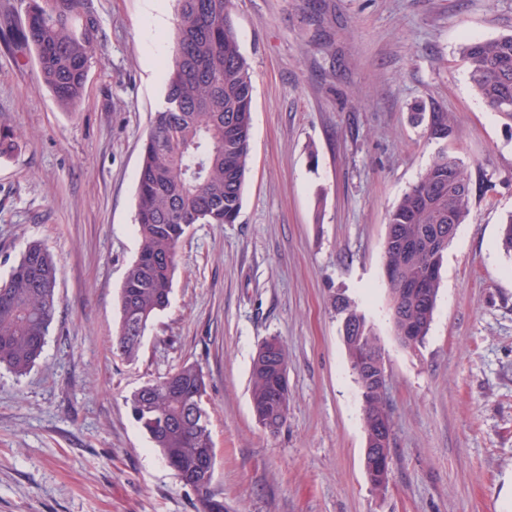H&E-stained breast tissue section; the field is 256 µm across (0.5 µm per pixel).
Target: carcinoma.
<instances>
[{
  "label": "carcinoma",
  "instance_id": "cac0c4a2",
  "mask_svg": "<svg viewBox=\"0 0 512 512\" xmlns=\"http://www.w3.org/2000/svg\"><path fill=\"white\" fill-rule=\"evenodd\" d=\"M174 61L164 105L155 113L138 176L136 258L121 288L119 327L112 352L132 359L146 330L170 301L176 250L189 224L237 221L250 161L253 85L230 21V0H177ZM100 19L92 0H28L22 41L33 47L39 82L59 106L74 111L100 45ZM478 97L512 119V36L467 40L460 47ZM427 139L454 137L452 117L432 112ZM18 149L15 134L0 129V157ZM470 178L463 162L444 151L399 199L388 217L384 274L394 335L407 348L422 346L433 321L444 253L470 213ZM57 269L39 241L30 242L0 283V365L17 377L40 358L58 297ZM350 368L363 396L366 441L378 449L364 467L376 492L390 473L392 427L383 392L377 389L380 353L366 316L340 294ZM205 376L195 364L133 392L132 417L154 449L199 495L204 512H224L212 490L203 455L214 449L203 405ZM287 353L276 337L258 348L251 366V403L258 423L276 432L287 421Z\"/></svg>",
  "mask_w": 512,
  "mask_h": 512
}]
</instances>
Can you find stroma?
I'll list each match as a JSON object with an SVG mask.
<instances>
[{"label": "stroma", "mask_w": 512, "mask_h": 512, "mask_svg": "<svg viewBox=\"0 0 512 512\" xmlns=\"http://www.w3.org/2000/svg\"><path fill=\"white\" fill-rule=\"evenodd\" d=\"M93 2L101 48L69 112L11 35L28 0H0V126L19 142L0 158V280L38 240L59 298L35 367L20 378L0 368V512H202L126 405L185 363L205 374L224 512H512V257L499 242L512 121L476 95L459 55L464 41L512 34V0H231L253 84L241 211L187 227L170 304L131 360L113 355L112 336L177 3ZM419 104L448 113L455 140H428ZM443 150L468 170L470 214L443 258L427 340L409 349L384 284L388 214ZM339 293L385 354L393 441L381 493L364 472ZM272 336L288 351L290 391L274 433L249 391Z\"/></svg>", "instance_id": "1"}]
</instances>
